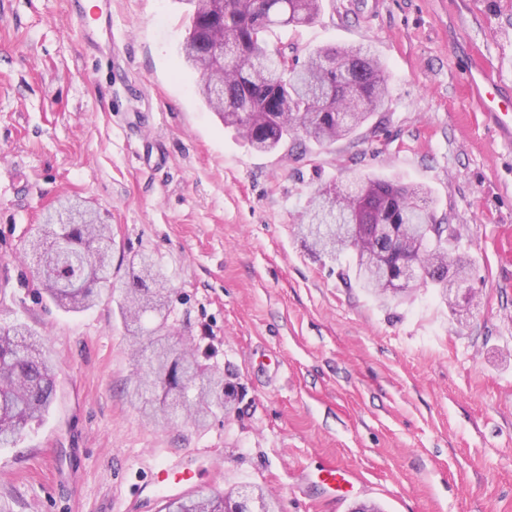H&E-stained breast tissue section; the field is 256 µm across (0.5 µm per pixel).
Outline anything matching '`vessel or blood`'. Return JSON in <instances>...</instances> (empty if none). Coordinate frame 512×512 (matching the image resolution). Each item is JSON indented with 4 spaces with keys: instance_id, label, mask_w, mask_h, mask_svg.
<instances>
[{
    "instance_id": "1",
    "label": "vessel or blood",
    "mask_w": 512,
    "mask_h": 512,
    "mask_svg": "<svg viewBox=\"0 0 512 512\" xmlns=\"http://www.w3.org/2000/svg\"><path fill=\"white\" fill-rule=\"evenodd\" d=\"M464 72L473 102L490 123L501 145L511 149L512 90H505L502 79L494 75L489 63L482 58L467 60ZM358 482L355 473L336 465L321 468L317 476L319 486L344 494L350 493ZM198 487L195 470L182 459L156 464L145 485L146 490L164 500L191 493Z\"/></svg>"
}]
</instances>
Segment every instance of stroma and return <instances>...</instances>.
Returning a JSON list of instances; mask_svg holds the SVG:
<instances>
[{
  "mask_svg": "<svg viewBox=\"0 0 512 512\" xmlns=\"http://www.w3.org/2000/svg\"><path fill=\"white\" fill-rule=\"evenodd\" d=\"M272 41L306 53L372 45L388 105L349 138L248 149L183 66L184 0H0V326L28 324L57 366L46 417L0 449V512H124L156 463L186 455L202 485L258 487L275 512H512V153L462 94L461 61L512 54V0H323ZM430 192L459 225L467 323L438 290L381 302L350 288L295 224L341 169ZM98 211L125 257L148 254L169 324L232 370L238 400L206 427L147 423L119 289L69 313L41 294L32 228L61 204ZM336 464L364 480L334 499Z\"/></svg>",
  "mask_w": 512,
  "mask_h": 512,
  "instance_id": "1",
  "label": "stroma"
}]
</instances>
